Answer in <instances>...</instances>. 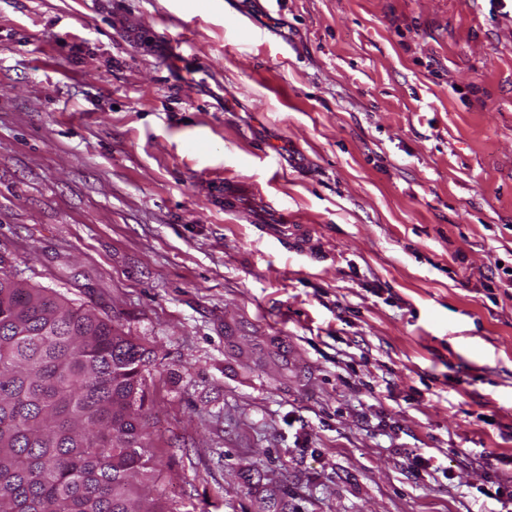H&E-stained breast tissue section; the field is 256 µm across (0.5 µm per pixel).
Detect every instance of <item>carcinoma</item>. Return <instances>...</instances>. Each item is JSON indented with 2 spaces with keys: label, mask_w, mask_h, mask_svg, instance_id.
Masks as SVG:
<instances>
[{
  "label": "carcinoma",
  "mask_w": 512,
  "mask_h": 512,
  "mask_svg": "<svg viewBox=\"0 0 512 512\" xmlns=\"http://www.w3.org/2000/svg\"><path fill=\"white\" fill-rule=\"evenodd\" d=\"M147 363L112 320L0 275V512H171L146 492Z\"/></svg>",
  "instance_id": "obj_1"
}]
</instances>
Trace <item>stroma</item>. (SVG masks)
I'll return each mask as SVG.
<instances>
[{
    "mask_svg": "<svg viewBox=\"0 0 512 512\" xmlns=\"http://www.w3.org/2000/svg\"><path fill=\"white\" fill-rule=\"evenodd\" d=\"M0 256L147 350L177 512H487L512 14L0 0Z\"/></svg>",
    "mask_w": 512,
    "mask_h": 512,
    "instance_id": "1",
    "label": "stroma"
}]
</instances>
